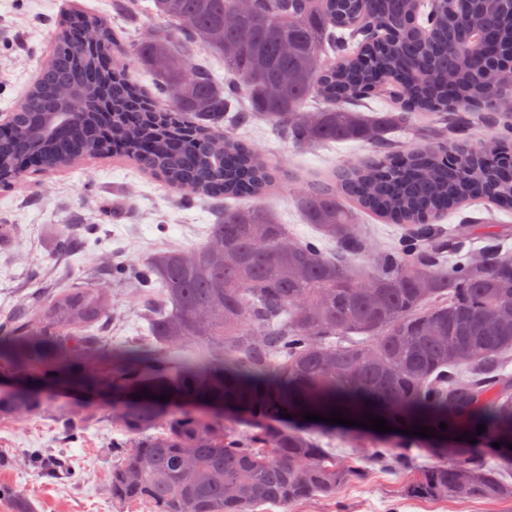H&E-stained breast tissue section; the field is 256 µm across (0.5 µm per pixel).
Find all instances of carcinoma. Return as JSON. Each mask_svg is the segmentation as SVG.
I'll return each instance as SVG.
<instances>
[{
    "mask_svg": "<svg viewBox=\"0 0 512 512\" xmlns=\"http://www.w3.org/2000/svg\"><path fill=\"white\" fill-rule=\"evenodd\" d=\"M153 2L175 32L122 58L108 22L61 18L53 51L0 138V186L19 181L20 157L52 170L119 147L183 191L184 206L197 197L242 205L220 211L201 245L102 267V279L149 294L146 346L103 343L108 288H50L8 312L0 373L27 389L0 387V420L43 411L57 384L89 396L112 391L122 437L112 439L109 493L122 509L253 512L334 501L364 463L391 457L410 470L409 496L512 499V379L502 375L512 352V253L487 229L482 258L447 265L445 253H460L469 231L438 225L466 204L512 210V0ZM112 10L135 25L143 7L112 0ZM198 45L219 57L223 80L182 60ZM131 56L154 74L150 99L127 77ZM367 98L399 99L404 112L370 119L353 109ZM311 99L321 111L305 110ZM416 115L428 123L412 129ZM476 119L497 129L489 151L459 140ZM254 121L298 147L361 141L373 149L295 188L303 217L331 250L247 204L285 182L240 139ZM390 125L414 130L420 144L395 143ZM360 212L404 226L398 246L373 249ZM87 245L66 226L53 229V254L76 256ZM357 258L368 260L360 274ZM214 405L234 409L235 419L203 411ZM338 410L475 443L379 440L367 457L341 460L320 437L280 425L287 414ZM416 451L461 455L419 469ZM34 462L51 477L66 468L40 452ZM1 496L13 512H34L7 487Z\"/></svg>",
    "mask_w": 512,
    "mask_h": 512,
    "instance_id": "carcinoma-1",
    "label": "carcinoma"
}]
</instances>
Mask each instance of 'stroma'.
Wrapping results in <instances>:
<instances>
[{
  "label": "stroma",
  "mask_w": 512,
  "mask_h": 512,
  "mask_svg": "<svg viewBox=\"0 0 512 512\" xmlns=\"http://www.w3.org/2000/svg\"><path fill=\"white\" fill-rule=\"evenodd\" d=\"M145 8L138 26L123 27L114 17L112 0H0V113L14 111L35 80L39 61L53 48L55 23L63 11L77 9L108 19L122 28L123 44L130 45L170 30V23L152 13L153 0H140ZM288 175L303 182L332 173L344 160L370 154L361 142L334 143L300 148L259 121L241 131ZM121 201L120 217H113V201ZM178 193L157 177L141 172L131 161L114 156L92 158L80 166L54 172L29 171L15 188L0 190V224L14 227L11 241L0 244V308H10L45 283L94 284L99 258L115 252L143 257L167 246L191 247L206 239L218 207L207 201L192 207L178 203ZM290 232L303 239L316 232L303 221L294 194L280 188L257 200ZM49 224H90L96 245L72 266L48 260L50 249L45 227ZM469 225L471 253L481 252L486 242L484 227L494 230L504 249L512 251V212L473 204L443 219V227ZM110 343H138L142 336L141 309L137 299L116 287L112 290ZM86 403L79 389L64 385L48 398V409L22 428L0 421V485L26 497L36 512H117L107 488L112 458L107 447L118 432L109 423L86 428L82 440L67 443V416ZM288 427L332 437L337 454L351 451L349 439L378 438V431L361 426L291 418ZM68 458L75 478L41 475L28 463L35 451ZM406 479L391 467L370 463L364 479L344 486L340 499L347 512H512V500L411 499L402 493Z\"/></svg>",
  "instance_id": "1"
}]
</instances>
